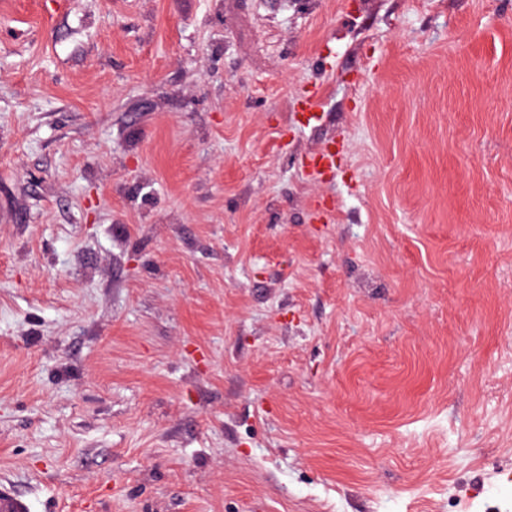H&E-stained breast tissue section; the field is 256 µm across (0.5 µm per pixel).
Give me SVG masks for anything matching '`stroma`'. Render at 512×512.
<instances>
[{
    "label": "stroma",
    "mask_w": 512,
    "mask_h": 512,
    "mask_svg": "<svg viewBox=\"0 0 512 512\" xmlns=\"http://www.w3.org/2000/svg\"><path fill=\"white\" fill-rule=\"evenodd\" d=\"M1 484L512 512V0H0Z\"/></svg>",
    "instance_id": "obj_1"
}]
</instances>
